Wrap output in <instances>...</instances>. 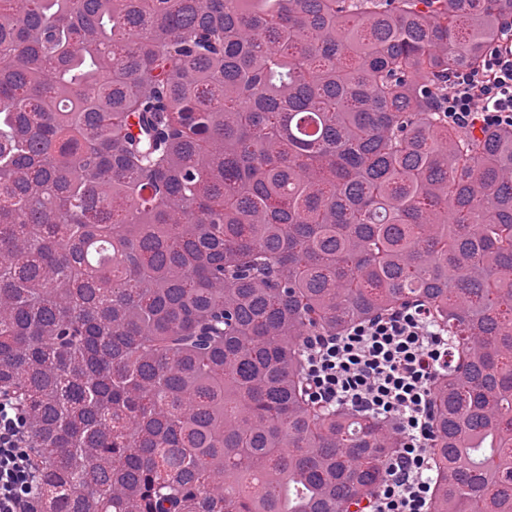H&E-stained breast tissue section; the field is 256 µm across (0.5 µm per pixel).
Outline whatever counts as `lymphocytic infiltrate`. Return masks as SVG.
I'll use <instances>...</instances> for the list:
<instances>
[{"mask_svg":"<svg viewBox=\"0 0 512 512\" xmlns=\"http://www.w3.org/2000/svg\"><path fill=\"white\" fill-rule=\"evenodd\" d=\"M481 69L448 89L458 127L512 126V24ZM448 334L419 306L379 315L340 334L307 337L308 391L324 407L343 406L394 421L400 448L368 512H429L433 487L431 384L447 368ZM36 464L21 404L0 391V512H34Z\"/></svg>","mask_w":512,"mask_h":512,"instance_id":"obj_1","label":"lymphocytic infiltrate"}]
</instances>
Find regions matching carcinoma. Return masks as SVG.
Here are the masks:
<instances>
[{
  "label": "carcinoma",
  "instance_id": "carcinoma-1",
  "mask_svg": "<svg viewBox=\"0 0 512 512\" xmlns=\"http://www.w3.org/2000/svg\"><path fill=\"white\" fill-rule=\"evenodd\" d=\"M512 0H0V390L40 512H363L393 422L302 345L448 331L430 512H512V129L448 124Z\"/></svg>",
  "mask_w": 512,
  "mask_h": 512
}]
</instances>
